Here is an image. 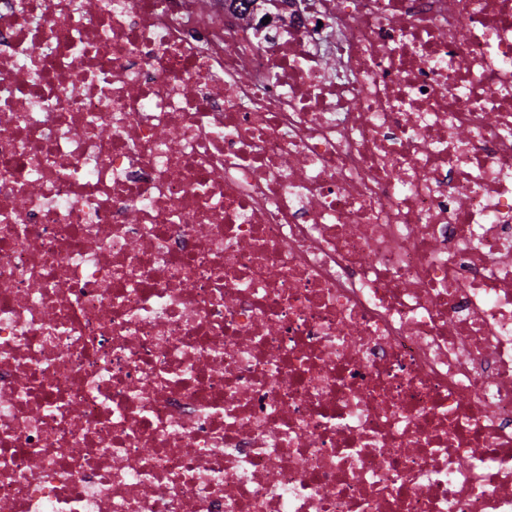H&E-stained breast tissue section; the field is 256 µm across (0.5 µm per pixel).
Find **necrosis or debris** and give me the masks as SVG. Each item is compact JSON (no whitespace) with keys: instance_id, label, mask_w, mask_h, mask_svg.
I'll return each mask as SVG.
<instances>
[{"instance_id":"1","label":"necrosis or debris","mask_w":512,"mask_h":512,"mask_svg":"<svg viewBox=\"0 0 512 512\" xmlns=\"http://www.w3.org/2000/svg\"><path fill=\"white\" fill-rule=\"evenodd\" d=\"M0 0L7 512H512V0Z\"/></svg>"}]
</instances>
